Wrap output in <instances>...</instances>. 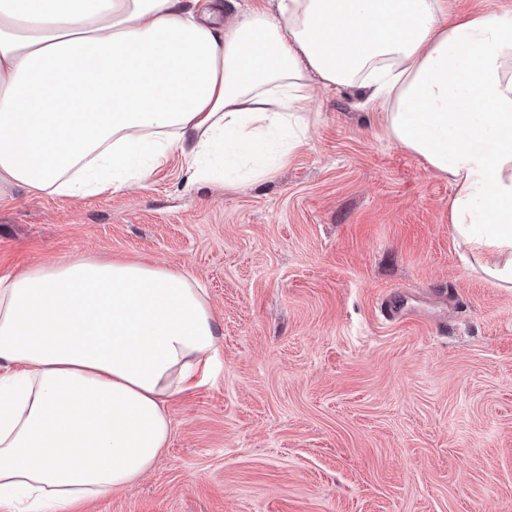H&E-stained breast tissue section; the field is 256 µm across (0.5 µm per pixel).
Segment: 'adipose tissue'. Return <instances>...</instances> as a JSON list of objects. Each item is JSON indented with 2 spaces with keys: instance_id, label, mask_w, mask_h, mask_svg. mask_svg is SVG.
Instances as JSON below:
<instances>
[{
  "instance_id": "1",
  "label": "adipose tissue",
  "mask_w": 512,
  "mask_h": 512,
  "mask_svg": "<svg viewBox=\"0 0 512 512\" xmlns=\"http://www.w3.org/2000/svg\"><path fill=\"white\" fill-rule=\"evenodd\" d=\"M360 85L448 174L449 221L512 284V13L447 0H0V182L78 196L260 177L304 141L315 85ZM220 362L179 267L75 258L0 276V507L72 512L151 470L174 396Z\"/></svg>"
}]
</instances>
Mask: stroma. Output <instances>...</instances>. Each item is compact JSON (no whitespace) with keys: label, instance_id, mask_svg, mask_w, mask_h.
<instances>
[{"label":"stroma","instance_id":"obj_1","mask_svg":"<svg viewBox=\"0 0 512 512\" xmlns=\"http://www.w3.org/2000/svg\"><path fill=\"white\" fill-rule=\"evenodd\" d=\"M353 86L273 174L72 197L0 184V275L79 256L183 268L221 363L170 442L83 512H512V288L448 222L455 190ZM394 296L395 319L381 310Z\"/></svg>","mask_w":512,"mask_h":512}]
</instances>
